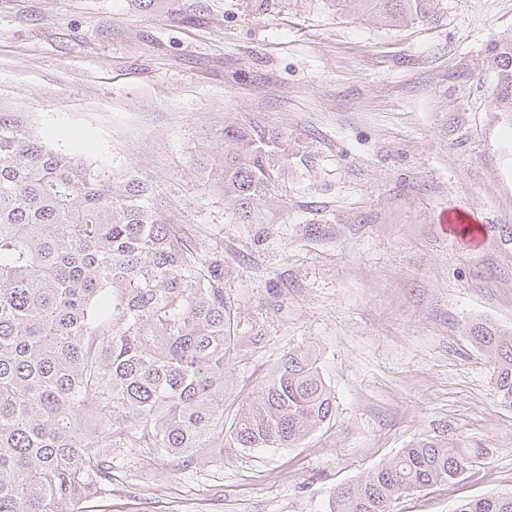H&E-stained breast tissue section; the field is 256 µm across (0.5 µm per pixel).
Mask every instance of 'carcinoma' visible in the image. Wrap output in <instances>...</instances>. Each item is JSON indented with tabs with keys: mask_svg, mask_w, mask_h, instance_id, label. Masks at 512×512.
<instances>
[{
	"mask_svg": "<svg viewBox=\"0 0 512 512\" xmlns=\"http://www.w3.org/2000/svg\"><path fill=\"white\" fill-rule=\"evenodd\" d=\"M384 26L428 21L437 0H351ZM492 104L512 122V40L496 50ZM299 145L263 122L224 123L202 169L234 224L266 223ZM224 250L171 228L152 182L115 181L83 151L43 145L0 111V512H83L124 448L191 461L224 447L293 448L329 421L311 349H291L224 428L226 356L242 342ZM512 408V330L469 327ZM486 449L424 438L336 490L330 512H392L405 493L454 481ZM455 512H512V493Z\"/></svg>",
	"mask_w": 512,
	"mask_h": 512,
	"instance_id": "1",
	"label": "carcinoma"
}]
</instances>
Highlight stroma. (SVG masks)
Returning a JSON list of instances; mask_svg holds the SVG:
<instances>
[{
	"label": "stroma",
	"instance_id": "obj_1",
	"mask_svg": "<svg viewBox=\"0 0 512 512\" xmlns=\"http://www.w3.org/2000/svg\"><path fill=\"white\" fill-rule=\"evenodd\" d=\"M510 37L512 0H442L400 27L334 0H0V110L50 148L87 144L106 174L136 169L176 229L223 248L245 338L225 419L296 347L335 397L294 448L125 463L92 512H330L338 487L436 436L488 453L393 512L512 492V409L468 339L512 329V122L491 104ZM230 117L305 154L263 224L231 223L199 166ZM452 211L479 247L448 238Z\"/></svg>",
	"mask_w": 512,
	"mask_h": 512
}]
</instances>
